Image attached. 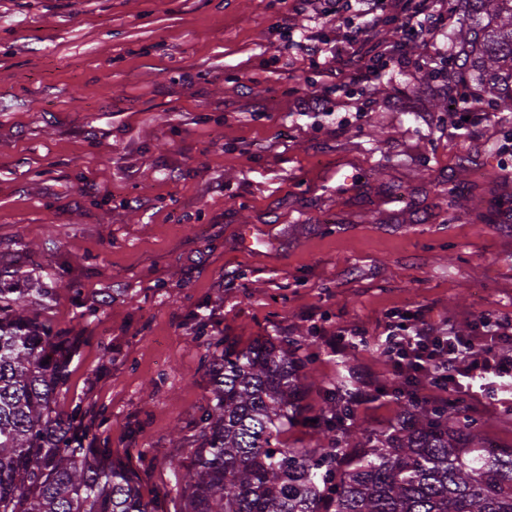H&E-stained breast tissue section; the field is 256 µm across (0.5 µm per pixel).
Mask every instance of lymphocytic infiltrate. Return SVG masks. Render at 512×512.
Returning <instances> with one entry per match:
<instances>
[{
    "label": "lymphocytic infiltrate",
    "mask_w": 512,
    "mask_h": 512,
    "mask_svg": "<svg viewBox=\"0 0 512 512\" xmlns=\"http://www.w3.org/2000/svg\"><path fill=\"white\" fill-rule=\"evenodd\" d=\"M382 353L414 394L429 389L490 405L512 394V317L487 320L476 333L429 320L420 310L391 316Z\"/></svg>",
    "instance_id": "1"
}]
</instances>
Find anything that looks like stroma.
<instances>
[{
  "label": "stroma",
  "mask_w": 512,
  "mask_h": 512,
  "mask_svg": "<svg viewBox=\"0 0 512 512\" xmlns=\"http://www.w3.org/2000/svg\"><path fill=\"white\" fill-rule=\"evenodd\" d=\"M403 6L375 27L328 0H0V271L54 288L58 408L158 512L184 507L214 340L289 336L325 380L380 384L389 314L512 315V112L437 104L461 0L393 64Z\"/></svg>",
  "instance_id": "1"
}]
</instances>
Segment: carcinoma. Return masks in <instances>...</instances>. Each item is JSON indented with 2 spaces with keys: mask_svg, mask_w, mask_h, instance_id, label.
I'll return each mask as SVG.
<instances>
[{
  "mask_svg": "<svg viewBox=\"0 0 512 512\" xmlns=\"http://www.w3.org/2000/svg\"><path fill=\"white\" fill-rule=\"evenodd\" d=\"M472 20L453 33L460 66L444 75L512 112V0H461ZM42 276L0 274V512H156L112 450L83 447L56 409L72 351L33 309L53 298ZM202 443L182 487L185 512H512V448H491L461 399L433 407L404 395L384 432L357 425L347 382L321 381L303 346L268 336L218 339ZM49 363L42 364V361ZM325 408L313 448L282 440L306 423L304 393Z\"/></svg>",
  "mask_w": 512,
  "mask_h": 512,
  "instance_id": "obj_1",
  "label": "carcinoma"
}]
</instances>
